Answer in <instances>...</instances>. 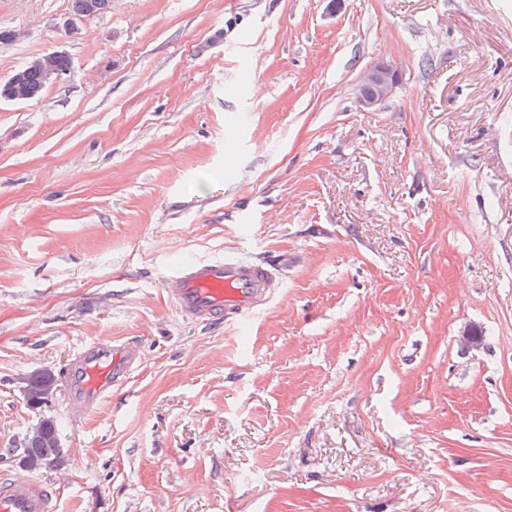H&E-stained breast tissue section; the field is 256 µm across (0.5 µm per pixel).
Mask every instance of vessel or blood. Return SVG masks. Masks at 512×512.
<instances>
[{
  "mask_svg": "<svg viewBox=\"0 0 512 512\" xmlns=\"http://www.w3.org/2000/svg\"><path fill=\"white\" fill-rule=\"evenodd\" d=\"M165 283L175 309L205 326L242 325L275 293L270 264L235 254L181 263L168 271ZM141 360V347L133 341L82 346L67 373L71 404L86 413L94 411L128 385ZM0 512H60L59 495L42 479L1 472Z\"/></svg>",
  "mask_w": 512,
  "mask_h": 512,
  "instance_id": "obj_1",
  "label": "vessel or blood"
}]
</instances>
